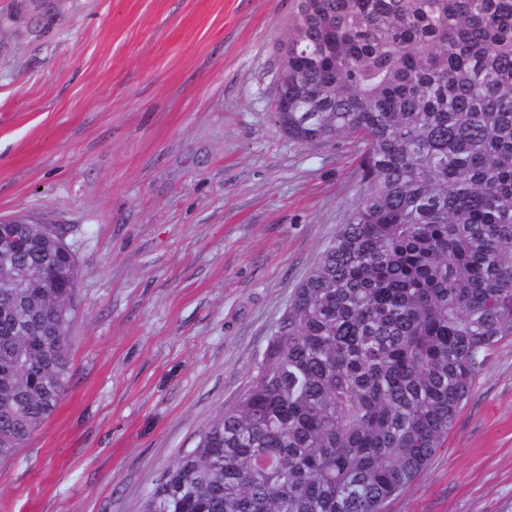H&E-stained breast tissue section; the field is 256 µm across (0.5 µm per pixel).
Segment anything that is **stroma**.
Returning a JSON list of instances; mask_svg holds the SVG:
<instances>
[{
    "instance_id": "1",
    "label": "stroma",
    "mask_w": 512,
    "mask_h": 512,
    "mask_svg": "<svg viewBox=\"0 0 512 512\" xmlns=\"http://www.w3.org/2000/svg\"><path fill=\"white\" fill-rule=\"evenodd\" d=\"M297 0H0V218L67 226L71 371L0 512H139L248 387L359 145L272 118ZM384 512H512V340Z\"/></svg>"
}]
</instances>
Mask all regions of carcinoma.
Segmentation results:
<instances>
[{
	"label": "carcinoma",
	"mask_w": 512,
	"mask_h": 512,
	"mask_svg": "<svg viewBox=\"0 0 512 512\" xmlns=\"http://www.w3.org/2000/svg\"><path fill=\"white\" fill-rule=\"evenodd\" d=\"M280 75L290 138L360 136L359 199L141 512H383L512 337V0H299ZM21 228L0 263V462L71 365L75 252Z\"/></svg>",
	"instance_id": "1"
}]
</instances>
